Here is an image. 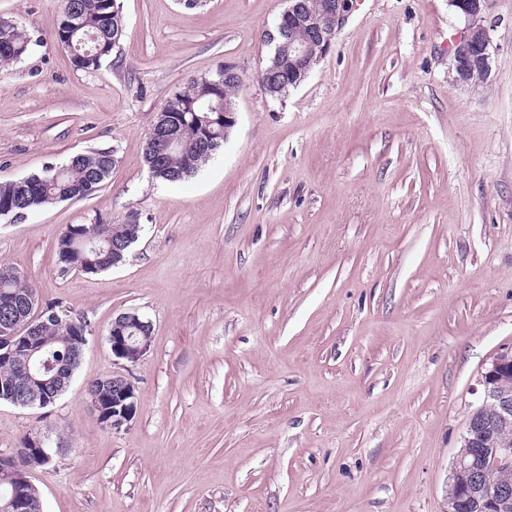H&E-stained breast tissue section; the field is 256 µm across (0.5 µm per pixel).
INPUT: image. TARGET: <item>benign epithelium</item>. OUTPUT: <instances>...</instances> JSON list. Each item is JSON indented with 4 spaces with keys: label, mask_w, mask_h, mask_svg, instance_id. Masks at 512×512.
<instances>
[{
    "label": "benign epithelium",
    "mask_w": 512,
    "mask_h": 512,
    "mask_svg": "<svg viewBox=\"0 0 512 512\" xmlns=\"http://www.w3.org/2000/svg\"><path fill=\"white\" fill-rule=\"evenodd\" d=\"M464 21L459 44L453 54V66L457 79L465 84L475 77L487 78L489 73L488 29L482 23L481 14L485 0H448ZM351 8L350 0H324V6L316 9L307 0H289L288 8L281 14L276 31L288 35L291 26H303L308 36L298 41L290 40L288 46V84L295 86L305 78L308 71L328 51L333 37L345 20ZM148 141L156 156H166L183 149L181 131L165 119L155 122L149 131ZM27 318L26 333L17 337L14 323L0 327V358L14 363L18 368L15 380V393L10 398L14 405L31 406L33 401L25 395L27 389L43 385L46 372L37 366L34 355L41 350L42 337L38 336L40 314L33 312V306L25 309ZM152 323L136 312L121 313L112 320V336L108 342L112 356L118 362L135 364L149 351L151 338L132 341L125 335L128 328H145ZM512 374V348H507L496 356L482 374V406L494 407L504 423L512 421V394L504 390L501 381ZM112 386V407L106 408L99 397L87 395L91 409L105 426L119 430L134 419L138 411L136 386L121 373L106 379ZM485 422L477 413H472L463 435L462 448L450 467L447 482L444 512H462L469 501L481 496L484 512H496L502 499L512 496V487L492 482L490 473L499 468L512 467V448H498L486 455L480 452L479 435ZM0 485L6 494L0 497V512H28V490L26 481L17 477L5 463L0 465Z\"/></svg>",
    "instance_id": "1"
}]
</instances>
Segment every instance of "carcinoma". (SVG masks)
Here are the masks:
<instances>
[{
  "label": "carcinoma",
  "instance_id": "obj_1",
  "mask_svg": "<svg viewBox=\"0 0 512 512\" xmlns=\"http://www.w3.org/2000/svg\"><path fill=\"white\" fill-rule=\"evenodd\" d=\"M77 32L71 42L58 41L69 53L71 62L84 70H96L112 52V40L122 35V20L115 0H73ZM15 51L0 57V64L11 63L29 48L30 40L18 27L12 29ZM286 39L277 37L269 67H288V51L283 48ZM215 93L204 80H193L187 88L171 97L165 105L171 122L178 126L185 140V148L174 152L157 163L154 178L168 184H178L194 176L203 164L224 146V121L217 114H209L213 122L202 127L196 117L204 116L205 105ZM115 164L112 152L90 151L75 161L59 167L49 165L37 174L0 184V212L12 218L36 213L41 208L63 201L83 199L99 191ZM140 224H68L57 241V260L60 270H75L84 274H98L122 264L130 245L140 237ZM129 242L120 254L112 253V239ZM10 295L21 301L37 297L35 286L17 276V270L0 266V299ZM39 335L43 337L40 360L56 366L63 363L76 370L81 358L77 357L73 337L78 330L89 335L90 323L83 317L54 304L42 310ZM512 448V426L496 428L486 434L482 448ZM48 464L42 456L31 452L13 460L11 465L21 475H28L36 467Z\"/></svg>",
  "mask_w": 512,
  "mask_h": 512
}]
</instances>
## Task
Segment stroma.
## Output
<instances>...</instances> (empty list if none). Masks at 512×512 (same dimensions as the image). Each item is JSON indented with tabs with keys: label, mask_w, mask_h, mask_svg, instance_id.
<instances>
[{
	"label": "stroma",
	"mask_w": 512,
	"mask_h": 512,
	"mask_svg": "<svg viewBox=\"0 0 512 512\" xmlns=\"http://www.w3.org/2000/svg\"><path fill=\"white\" fill-rule=\"evenodd\" d=\"M101 67L56 42L55 0H0L33 46L0 66V182L110 150L101 190L0 219V265L92 333L45 408L0 401V454L44 436L43 512H442L449 467L512 347V0H487L491 75L452 67L448 0H352L328 53L280 98L260 78L287 0H118ZM233 65L223 151L186 182L152 179L147 134L167 100ZM143 232L125 265L60 272L69 224ZM153 324L119 363L107 330ZM128 376L121 431L90 381ZM145 327H150L153 333L152 323L136 312L121 313L112 320L107 336L112 335L108 337V342L117 362L137 363L149 351L152 335L141 338L139 342H133L132 336H125V330L128 328ZM112 388L101 382V379L89 383V387L99 397L89 394L87 398L91 409L97 414L105 426L112 430H119L129 425L138 411V398L136 386L133 381L121 373L112 374L106 379ZM112 397V407L106 408L101 401H107ZM101 401H100V399Z\"/></svg>",
	"instance_id": "1"
}]
</instances>
